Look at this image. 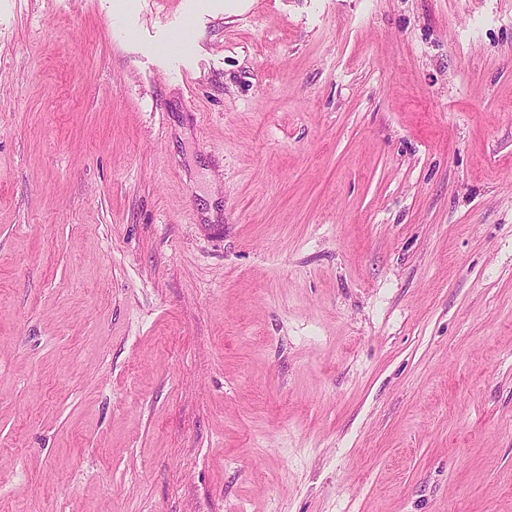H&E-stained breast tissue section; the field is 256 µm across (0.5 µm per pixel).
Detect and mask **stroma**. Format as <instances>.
Masks as SVG:
<instances>
[{"label": "stroma", "mask_w": 512, "mask_h": 512, "mask_svg": "<svg viewBox=\"0 0 512 512\" xmlns=\"http://www.w3.org/2000/svg\"><path fill=\"white\" fill-rule=\"evenodd\" d=\"M0 0V512H512V0Z\"/></svg>", "instance_id": "stroma-1"}]
</instances>
